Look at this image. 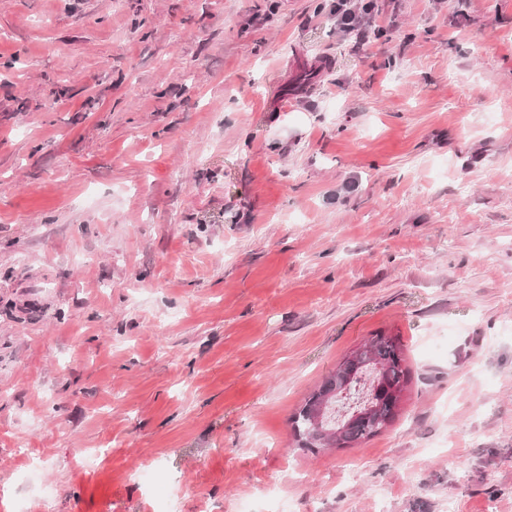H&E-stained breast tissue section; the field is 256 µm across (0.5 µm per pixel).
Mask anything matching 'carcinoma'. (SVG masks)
Segmentation results:
<instances>
[{
  "instance_id": "obj_1",
  "label": "carcinoma",
  "mask_w": 512,
  "mask_h": 512,
  "mask_svg": "<svg viewBox=\"0 0 512 512\" xmlns=\"http://www.w3.org/2000/svg\"><path fill=\"white\" fill-rule=\"evenodd\" d=\"M365 351H353L314 392L292 418L296 435L304 448H342L379 433L395 418L398 402L408 383L402 365L400 342L392 336L377 335L364 344ZM368 384L367 399L359 415L341 423L328 415L329 405L342 391Z\"/></svg>"
}]
</instances>
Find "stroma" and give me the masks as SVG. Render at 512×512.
Masks as SVG:
<instances>
[{
	"instance_id": "1",
	"label": "stroma",
	"mask_w": 512,
	"mask_h": 512,
	"mask_svg": "<svg viewBox=\"0 0 512 512\" xmlns=\"http://www.w3.org/2000/svg\"><path fill=\"white\" fill-rule=\"evenodd\" d=\"M335 3L0 0V512H512V0ZM365 351H353L314 392L292 418L296 435L304 441L302 448H326L330 442L342 448L379 433L395 418L398 402L408 383V370L402 365L400 342L396 337L377 335L364 344ZM368 398L343 422L328 415L329 405L343 390L367 383ZM386 387L393 398L383 399L376 393V384ZM372 396V397H371Z\"/></svg>"
}]
</instances>
